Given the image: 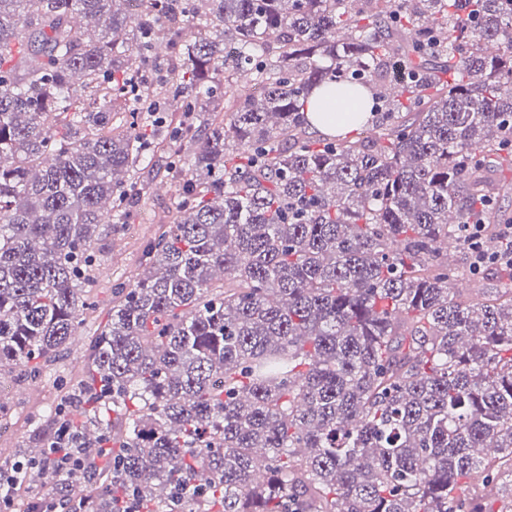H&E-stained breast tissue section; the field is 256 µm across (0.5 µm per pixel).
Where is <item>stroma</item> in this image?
Segmentation results:
<instances>
[{
	"label": "stroma",
	"instance_id": "obj_1",
	"mask_svg": "<svg viewBox=\"0 0 512 512\" xmlns=\"http://www.w3.org/2000/svg\"><path fill=\"white\" fill-rule=\"evenodd\" d=\"M177 190L178 182L174 179L166 180L161 187L149 184L145 189L147 204L132 223L101 225L96 242L97 260L90 272L94 305L85 311L72 342L46 365L45 376L20 380L8 374L0 380L11 392L9 398L0 400V408L5 411L0 417V461L11 458L33 435L52 433L43 410L64 399L58 378L70 381L84 371L87 344L91 336L100 333L112 313L113 281H128L141 274L143 247L166 230Z\"/></svg>",
	"mask_w": 512,
	"mask_h": 512
}]
</instances>
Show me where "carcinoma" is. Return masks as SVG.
I'll use <instances>...</instances> for the list:
<instances>
[{
	"mask_svg": "<svg viewBox=\"0 0 512 512\" xmlns=\"http://www.w3.org/2000/svg\"><path fill=\"white\" fill-rule=\"evenodd\" d=\"M142 164L174 221L49 409L112 458L78 506L54 433L0 471L73 512H492L466 480L512 478V263L463 299L442 245L512 224V0H0V376L67 348Z\"/></svg>",
	"mask_w": 512,
	"mask_h": 512,
	"instance_id": "obj_1",
	"label": "carcinoma"
}]
</instances>
